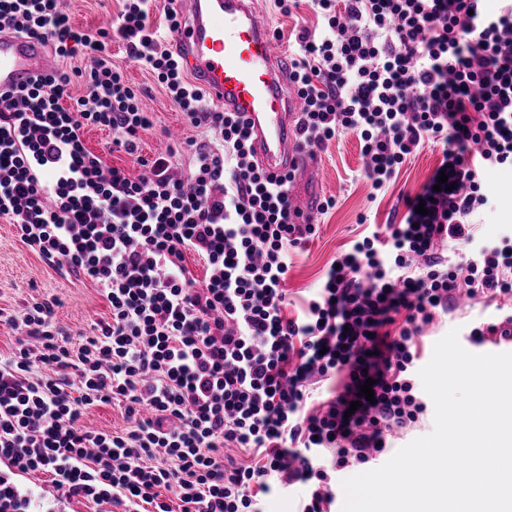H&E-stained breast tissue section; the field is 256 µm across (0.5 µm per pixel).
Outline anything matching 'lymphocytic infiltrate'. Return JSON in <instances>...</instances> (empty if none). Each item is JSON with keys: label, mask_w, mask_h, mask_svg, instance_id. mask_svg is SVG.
Segmentation results:
<instances>
[{"label": "lymphocytic infiltrate", "mask_w": 512, "mask_h": 512, "mask_svg": "<svg viewBox=\"0 0 512 512\" xmlns=\"http://www.w3.org/2000/svg\"><path fill=\"white\" fill-rule=\"evenodd\" d=\"M61 2L0 0V31L90 61L0 101V218L49 266L95 284L111 318L76 344L53 325L54 301L0 309L23 334L0 362V512H32L24 479L36 472L56 501L97 512H257L297 483L299 512H332L333 473L373 464L390 430L425 412L414 368L436 313L461 292L512 298V244L477 245L470 222L490 197L483 170L512 166V5L312 0L317 27H295L290 72L303 148L356 133L378 191L430 142L453 188L434 191L433 175L405 195L399 223L339 253L291 316L288 252L316 227L293 220L291 173L266 175L239 113L209 109L171 52L180 13L164 8L157 29L155 0H122L114 30L80 33ZM114 38L191 125L214 132L186 177L166 155L143 156L151 119L112 62ZM90 126L114 132L113 150L142 174L89 150ZM111 403L124 428L83 425L90 406Z\"/></svg>", "instance_id": "lymphocytic-infiltrate-1"}]
</instances>
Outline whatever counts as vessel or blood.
<instances>
[{
  "instance_id": "b4317fda",
  "label": "vessel or blood",
  "mask_w": 512,
  "mask_h": 512,
  "mask_svg": "<svg viewBox=\"0 0 512 512\" xmlns=\"http://www.w3.org/2000/svg\"><path fill=\"white\" fill-rule=\"evenodd\" d=\"M186 20L171 39L195 84L223 112L250 126L255 156L270 174L309 165L299 146L298 102L288 57L264 19L259 0H182ZM53 51L39 35L0 32V94L34 82L51 69Z\"/></svg>"
}]
</instances>
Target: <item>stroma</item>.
I'll list each match as a JSON object with an SVG mask.
<instances>
[{"label":"stroma","mask_w":512,"mask_h":512,"mask_svg":"<svg viewBox=\"0 0 512 512\" xmlns=\"http://www.w3.org/2000/svg\"><path fill=\"white\" fill-rule=\"evenodd\" d=\"M63 7L73 27L93 32L112 25L122 2L64 0ZM110 52L152 116V126L141 134L144 155L168 154L175 172L187 171L191 161L188 143L204 140V130L187 121L149 71L127 59L122 45L112 44ZM441 159L440 146L425 144L405 160L396 180L376 193L361 171L355 133L340 134L317 150L314 167L298 170L290 190L315 203L332 197L336 205L317 214L316 235L290 253L286 286L291 299L300 300L319 287L330 262L363 232L365 224L399 221L405 212L402 195L420 192ZM483 178L494 184L496 201L493 208L477 212L473 221L480 225L483 239L499 245L512 237V167L488 169ZM43 298L57 299L53 323L75 340L92 335L94 324L110 316L109 304L94 284L46 264L20 241L14 225L0 219V308L19 311ZM509 307L512 302L506 300L475 302L467 309L439 313L424 332L422 362H429L435 343L451 329L468 336L475 326L498 323L501 311Z\"/></svg>","instance_id":"1"}]
</instances>
